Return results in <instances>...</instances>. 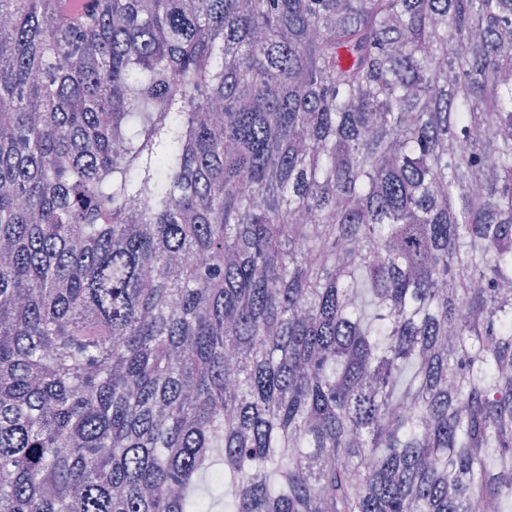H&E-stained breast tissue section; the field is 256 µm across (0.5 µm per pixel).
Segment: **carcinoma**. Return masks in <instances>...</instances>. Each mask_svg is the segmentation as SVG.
Here are the masks:
<instances>
[{
    "label": "carcinoma",
    "mask_w": 512,
    "mask_h": 512,
    "mask_svg": "<svg viewBox=\"0 0 512 512\" xmlns=\"http://www.w3.org/2000/svg\"><path fill=\"white\" fill-rule=\"evenodd\" d=\"M0 512H512V0H0Z\"/></svg>",
    "instance_id": "1"
}]
</instances>
